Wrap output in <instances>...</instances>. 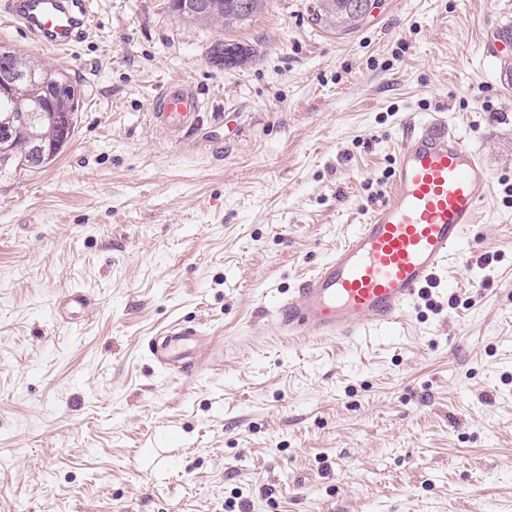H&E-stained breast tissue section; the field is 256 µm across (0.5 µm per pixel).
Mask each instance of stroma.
<instances>
[{
  "mask_svg": "<svg viewBox=\"0 0 512 512\" xmlns=\"http://www.w3.org/2000/svg\"><path fill=\"white\" fill-rule=\"evenodd\" d=\"M312 5L224 29L91 0L67 54L0 20L83 96L58 159L0 182V512H512V0H380L348 33ZM219 42L252 55L214 64ZM166 83L201 130L151 122ZM436 111L492 173L463 258L391 338L272 335L267 292L384 201L398 128ZM70 288L75 323L51 315ZM174 319L221 357L155 367ZM92 305L91 298L78 289L66 290L53 307V314L60 320L83 318Z\"/></svg>",
  "mask_w": 512,
  "mask_h": 512,
  "instance_id": "obj_1",
  "label": "stroma"
}]
</instances>
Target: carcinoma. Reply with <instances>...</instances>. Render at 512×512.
I'll return each mask as SVG.
<instances>
[{"mask_svg":"<svg viewBox=\"0 0 512 512\" xmlns=\"http://www.w3.org/2000/svg\"><path fill=\"white\" fill-rule=\"evenodd\" d=\"M273 0H169L182 22L201 26L242 25L268 9ZM358 0H316L315 24L340 33L357 29L363 20L350 5ZM16 73L25 81L16 89L0 87V136L7 135L0 157V180L21 171L37 172L52 164L68 144L81 111L82 96L68 75L53 71L24 53L0 45V77Z\"/></svg>","mask_w":512,"mask_h":512,"instance_id":"obj_1","label":"carcinoma"}]
</instances>
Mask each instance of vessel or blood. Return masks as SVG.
I'll list each match as a JSON object with an SVG mask.
<instances>
[{"label":"vessel or blood","instance_id":"obj_1","mask_svg":"<svg viewBox=\"0 0 512 512\" xmlns=\"http://www.w3.org/2000/svg\"><path fill=\"white\" fill-rule=\"evenodd\" d=\"M0 16L38 45L69 51L96 26L90 0H0ZM204 103L189 86H161L150 103L152 122L180 133L203 123ZM492 174L443 113L407 121L400 133L391 191L345 244L291 291L272 293L266 306L276 335L288 339L353 340L395 333L406 312L456 258ZM92 305L66 290L53 307L61 320L83 318ZM207 349L195 325L171 322L147 340L159 368L184 375Z\"/></svg>","mask_w":512,"mask_h":512}]
</instances>
